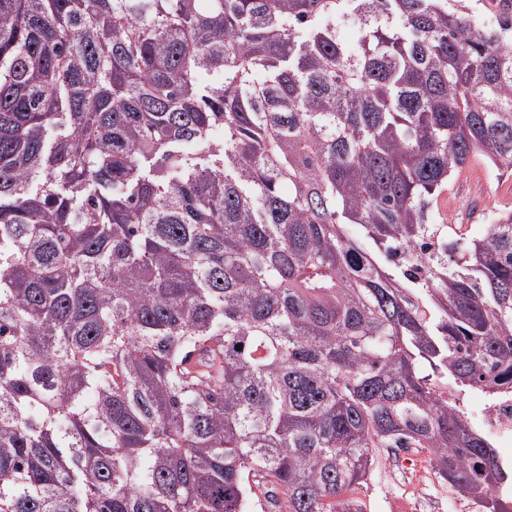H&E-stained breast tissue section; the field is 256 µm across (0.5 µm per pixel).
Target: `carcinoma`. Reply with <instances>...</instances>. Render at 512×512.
<instances>
[{"label": "carcinoma", "mask_w": 512, "mask_h": 512, "mask_svg": "<svg viewBox=\"0 0 512 512\" xmlns=\"http://www.w3.org/2000/svg\"><path fill=\"white\" fill-rule=\"evenodd\" d=\"M499 2L0 0V512H364L378 448L512 512V208L433 222L512 175ZM487 167L475 162L454 175L435 211L436 224H489L498 209L512 206V178H487ZM478 424L489 438L495 439L499 443L512 442V385L504 388L495 399L485 398ZM475 427L482 432L479 427ZM489 440L493 443L501 459L510 457L512 444H498Z\"/></svg>", "instance_id": "obj_1"}]
</instances>
